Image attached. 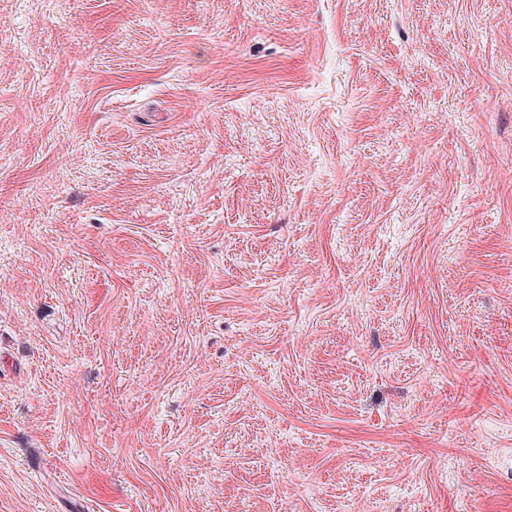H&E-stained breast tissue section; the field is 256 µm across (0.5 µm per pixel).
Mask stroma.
Listing matches in <instances>:
<instances>
[{"mask_svg":"<svg viewBox=\"0 0 512 512\" xmlns=\"http://www.w3.org/2000/svg\"><path fill=\"white\" fill-rule=\"evenodd\" d=\"M0 512H512V0H0Z\"/></svg>","mask_w":512,"mask_h":512,"instance_id":"1","label":"stroma"}]
</instances>
